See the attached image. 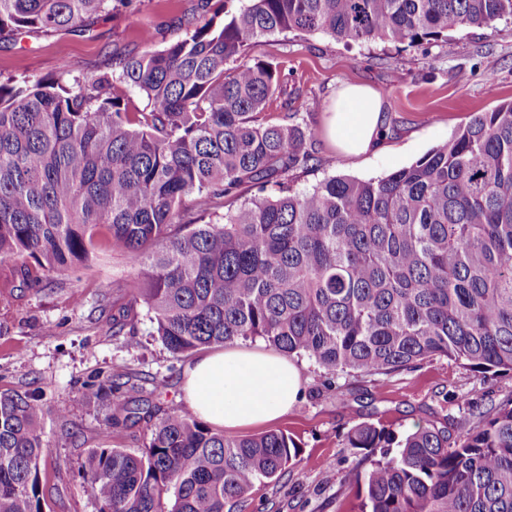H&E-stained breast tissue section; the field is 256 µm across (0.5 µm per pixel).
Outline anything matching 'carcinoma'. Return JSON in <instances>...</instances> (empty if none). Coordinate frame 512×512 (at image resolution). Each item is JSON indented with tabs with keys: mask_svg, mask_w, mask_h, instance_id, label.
Instances as JSON below:
<instances>
[{
	"mask_svg": "<svg viewBox=\"0 0 512 512\" xmlns=\"http://www.w3.org/2000/svg\"><path fill=\"white\" fill-rule=\"evenodd\" d=\"M202 0L161 49L108 71L0 81V299L63 288L99 253L137 271L116 285L112 335L140 315L176 357L260 340L330 375H389L435 356L512 371V102L384 177L294 181L319 132L251 41L325 32L422 45L512 19V0ZM112 0H0V35L84 31ZM117 86L146 105L129 111ZM255 194L241 200L244 188ZM110 427L150 425L139 452L80 464L100 512H236L301 449L283 431L227 437L111 382ZM43 405L0 390V512H45ZM466 437L426 422L347 435L359 512H512V402L470 413Z\"/></svg>",
	"mask_w": 512,
	"mask_h": 512,
	"instance_id": "cac0c4a2",
	"label": "carcinoma"
}]
</instances>
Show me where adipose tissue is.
Masks as SVG:
<instances>
[{"mask_svg": "<svg viewBox=\"0 0 512 512\" xmlns=\"http://www.w3.org/2000/svg\"><path fill=\"white\" fill-rule=\"evenodd\" d=\"M383 100L371 87L350 84L339 90L327 131L341 156L376 148L383 137ZM301 377L278 351L230 345L199 354L184 371L188 408L220 430L273 422L296 404Z\"/></svg>", "mask_w": 512, "mask_h": 512, "instance_id": "adipose-tissue-1", "label": "adipose tissue"}]
</instances>
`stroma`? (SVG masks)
<instances>
[{"label": "stroma", "mask_w": 512, "mask_h": 512, "mask_svg": "<svg viewBox=\"0 0 512 512\" xmlns=\"http://www.w3.org/2000/svg\"><path fill=\"white\" fill-rule=\"evenodd\" d=\"M196 10L197 0H131L104 13L82 35L0 38V80L52 78L64 69L74 76L103 72L113 55L177 40L182 18ZM247 52L281 65L288 96L323 103L314 116L321 128L342 85L364 84L384 97L386 134L377 150L346 159L324 138L322 170L331 174L368 179L391 173L446 143L475 113L512 101V22L463 29L420 47L346 44L313 33L259 38ZM489 70L497 78L492 95L484 82ZM131 275L120 256H104L74 275L71 287L0 301V389L30 391L44 406L50 452L42 476L46 512H98L80 476L84 452L103 443L137 452L150 438L143 423L104 433L107 401L84 397L85 384L113 375L153 382L154 403L187 409L181 392L187 358H174L148 319H141L130 343L113 335L101 315L103 295ZM296 365L302 395L270 426L300 443L296 471L279 483L256 485L244 512H358L355 491L341 481L353 461L345 442L354 423L403 433L427 420H457L472 407L512 399V371L481 374L446 357L373 379L341 375L331 388L317 365L303 358ZM75 400L79 408L69 424H61L58 407Z\"/></svg>", "instance_id": "obj_1"}]
</instances>
